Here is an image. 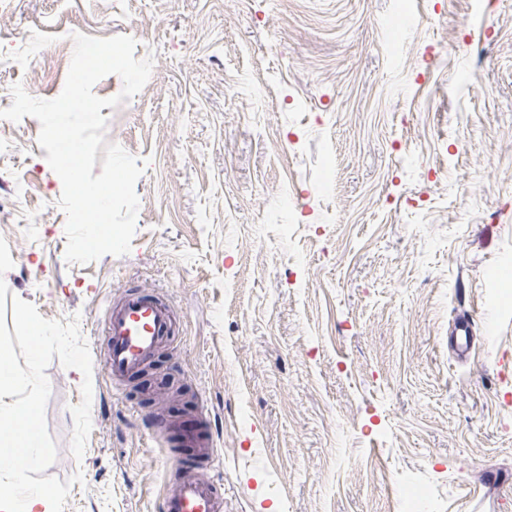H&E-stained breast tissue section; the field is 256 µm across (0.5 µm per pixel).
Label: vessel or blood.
Returning a JSON list of instances; mask_svg holds the SVG:
<instances>
[{
  "instance_id": "vessel-or-blood-1",
  "label": "vessel or blood",
  "mask_w": 512,
  "mask_h": 512,
  "mask_svg": "<svg viewBox=\"0 0 512 512\" xmlns=\"http://www.w3.org/2000/svg\"><path fill=\"white\" fill-rule=\"evenodd\" d=\"M104 332L106 375L115 382L129 381L142 375L173 339L175 315L158 296L127 291L109 307ZM152 427L176 444L164 463L169 478L161 512H224L221 484L213 474L217 443L209 417H198L196 425L187 428L181 416L161 411L154 415Z\"/></svg>"
}]
</instances>
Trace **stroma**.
I'll return each instance as SVG.
<instances>
[{
	"mask_svg": "<svg viewBox=\"0 0 512 512\" xmlns=\"http://www.w3.org/2000/svg\"><path fill=\"white\" fill-rule=\"evenodd\" d=\"M70 29L154 64L101 110L148 163L125 255L66 261L40 123L0 119L1 279L92 358L79 460L83 375L45 371L63 512H160L161 408L209 415L224 512H512V0H0V110L62 92ZM127 289L177 329L116 384Z\"/></svg>",
	"mask_w": 512,
	"mask_h": 512,
	"instance_id": "stroma-1",
	"label": "stroma"
}]
</instances>
